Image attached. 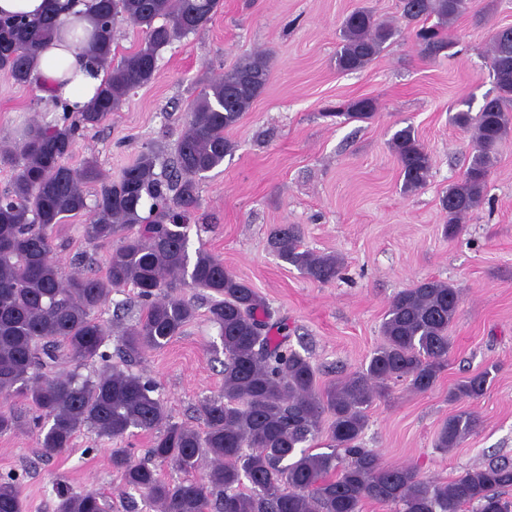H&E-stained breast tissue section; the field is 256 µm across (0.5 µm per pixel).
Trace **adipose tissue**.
I'll return each mask as SVG.
<instances>
[{
    "mask_svg": "<svg viewBox=\"0 0 512 512\" xmlns=\"http://www.w3.org/2000/svg\"><path fill=\"white\" fill-rule=\"evenodd\" d=\"M93 0H0V12L43 16L58 12L73 33L44 45L34 65V74L44 86V103L83 104L105 81L108 69L85 52L87 36L94 29Z\"/></svg>",
    "mask_w": 512,
    "mask_h": 512,
    "instance_id": "obj_1",
    "label": "adipose tissue"
}]
</instances>
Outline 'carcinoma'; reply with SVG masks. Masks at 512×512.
Masks as SVG:
<instances>
[{"instance_id":"1","label":"carcinoma","mask_w":512,"mask_h":512,"mask_svg":"<svg viewBox=\"0 0 512 512\" xmlns=\"http://www.w3.org/2000/svg\"><path fill=\"white\" fill-rule=\"evenodd\" d=\"M469 0H402V19L429 57L452 46L450 24ZM221 0H96L91 52L110 65L109 76L83 107L61 104L51 124L31 123L18 144L0 143V166L12 180L0 194V400L22 399L36 413L37 445L46 455L72 447L87 429L107 439L130 429L156 432L145 460L126 448L110 449L112 469L122 484L143 492L158 512H362L367 501L392 503L398 512H512L505 490L512 465L492 462L456 478L430 481L411 466H386L361 446L365 410L391 380L404 379L419 392L432 390L448 363V327L457 316L460 292L436 279L397 293L382 323L384 342L361 370L320 388L309 357L288 348L287 322L269 323L265 299L204 249L188 253L189 222L198 206V184L232 152L224 131L235 127L263 92L269 60L257 54L240 60L207 84L190 104L169 157L146 147L116 180L94 159L78 168L64 164L85 134L119 111L132 90L157 76L161 49L208 27ZM127 21L143 42L112 64L116 25ZM52 13L40 19L0 18V71L15 84L32 83L38 50L59 30ZM399 29L367 9L345 17L336 65L356 71L378 58ZM496 95L476 115L458 112L456 124L472 131L475 153L462 178L442 197L448 214L445 233L453 237L462 219L479 207L497 148L512 129V26L498 29L491 43ZM362 98L336 113L348 120L375 115ZM402 174V190L422 189L432 157L411 127L389 142ZM96 185L88 203L87 185ZM88 216L85 238L109 247L105 274L91 270L63 276L55 254L54 230L65 220ZM278 256L308 278L329 283L341 273L334 255L301 249L298 228L274 231ZM131 287L141 308L134 324L116 337L98 312L112 292ZM181 288L208 294V319L219 328L224 349V398L202 405L205 429L170 421L155 383L108 365L111 339L127 362L147 350H161L196 316ZM277 331L278 336L271 335ZM102 371L82 376L77 369L95 361ZM60 363L74 370L50 376ZM489 371L465 378L448 394L451 401L477 399ZM477 425L466 410L448 415L436 447H457ZM21 426L17 413L0 410V435ZM327 434L329 452H313ZM210 469L196 479L171 482L159 466L194 472L201 456ZM247 479L251 492L240 490ZM94 491L60 496L56 512H107ZM0 512H23L13 479L0 482Z\"/></svg>"}]
</instances>
